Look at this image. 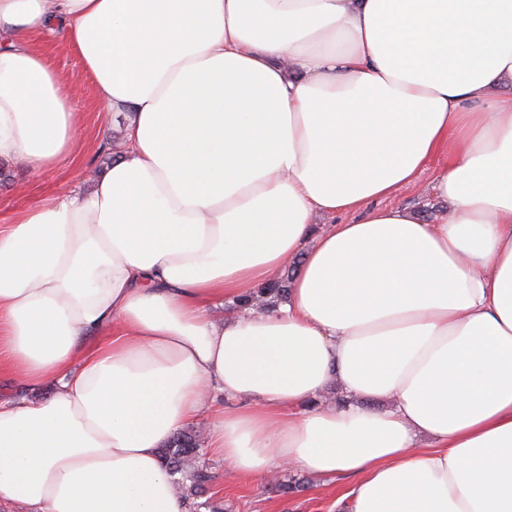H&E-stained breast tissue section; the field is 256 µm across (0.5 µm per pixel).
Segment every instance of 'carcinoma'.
Here are the masks:
<instances>
[{"instance_id":"carcinoma-1","label":"carcinoma","mask_w":512,"mask_h":512,"mask_svg":"<svg viewBox=\"0 0 512 512\" xmlns=\"http://www.w3.org/2000/svg\"><path fill=\"white\" fill-rule=\"evenodd\" d=\"M290 281L291 275H284L261 289L265 307L274 308L288 299ZM200 451L201 443L197 432L183 430L163 447L161 458L171 474H180L189 481V485L182 487L189 512H200L202 508L209 509V512H223V509L213 505L208 499L200 501L213 479L208 468L199 461Z\"/></svg>"}]
</instances>
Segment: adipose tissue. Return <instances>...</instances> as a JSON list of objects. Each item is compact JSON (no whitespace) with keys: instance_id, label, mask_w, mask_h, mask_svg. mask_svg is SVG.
Segmentation results:
<instances>
[{"instance_id":"adipose-tissue-1","label":"adipose tissue","mask_w":512,"mask_h":512,"mask_svg":"<svg viewBox=\"0 0 512 512\" xmlns=\"http://www.w3.org/2000/svg\"><path fill=\"white\" fill-rule=\"evenodd\" d=\"M37 34L128 119L0 225V371L54 389L0 397V512H187L160 451L203 417L237 475L354 477L349 512H512V0H0L33 172L80 130ZM437 158L436 220L375 207ZM291 279L292 278L290 275V270H288L286 276L283 275L282 277H280L279 280L268 285L267 288L261 287V291L260 289H258L256 293L252 292L249 294H245L241 298L237 299L236 306L239 308L251 306L253 301L255 300V296L257 299H261V297H257V295L261 293V296L264 299L263 301L265 302V308H275L277 304L285 302L288 299L290 290L288 283H290Z\"/></svg>"}]
</instances>
